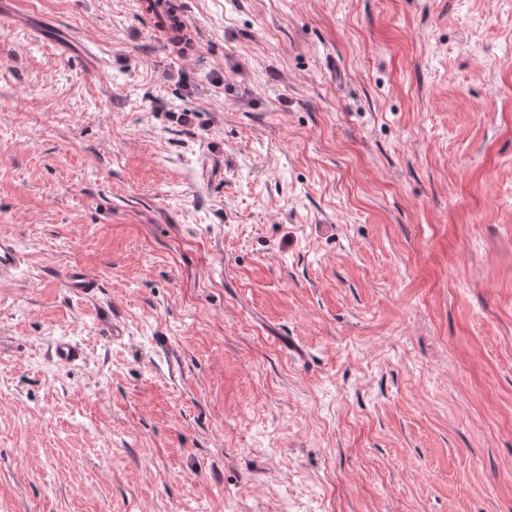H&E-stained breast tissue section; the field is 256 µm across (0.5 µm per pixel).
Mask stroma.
I'll list each match as a JSON object with an SVG mask.
<instances>
[{"instance_id":"35a3bbf8","label":"stroma","mask_w":512,"mask_h":512,"mask_svg":"<svg viewBox=\"0 0 512 512\" xmlns=\"http://www.w3.org/2000/svg\"><path fill=\"white\" fill-rule=\"evenodd\" d=\"M20 2L0 512H512V0ZM66 43L54 41L56 48L64 56L78 55L81 57L87 73L97 74L102 71L106 60L99 51L85 38L76 35L73 31H66Z\"/></svg>"}]
</instances>
